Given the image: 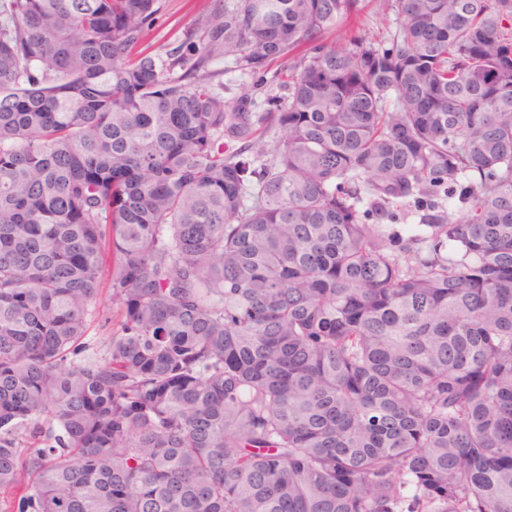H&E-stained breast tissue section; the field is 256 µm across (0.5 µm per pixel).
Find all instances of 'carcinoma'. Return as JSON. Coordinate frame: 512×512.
I'll list each match as a JSON object with an SVG mask.
<instances>
[{"mask_svg": "<svg viewBox=\"0 0 512 512\" xmlns=\"http://www.w3.org/2000/svg\"><path fill=\"white\" fill-rule=\"evenodd\" d=\"M357 4L3 0L0 512H512V0ZM160 12L147 34L143 48L148 52L165 54L177 47L187 27L201 20L208 12L211 0H159ZM358 12L345 22L339 31L333 30L326 34L327 43L345 44L350 36L368 35L370 39L376 40L384 47L388 37V31L395 26V16L382 11L380 0H360ZM212 68L224 71L220 80L224 82V98L230 102L238 95L241 87L250 88L252 85L256 87L254 90L255 107L253 108L255 112H268L269 109L273 108L268 103L269 97L276 96L282 101L288 95V90L284 86H278L275 83H265L266 80L261 82L260 73L238 70L231 56H227L224 60L213 64ZM100 317L96 319L89 330L87 338L89 347L78 360H95L105 353V344L112 334V301L107 288H103L98 296Z\"/></svg>", "mask_w": 512, "mask_h": 512, "instance_id": "1", "label": "carcinoma"}]
</instances>
